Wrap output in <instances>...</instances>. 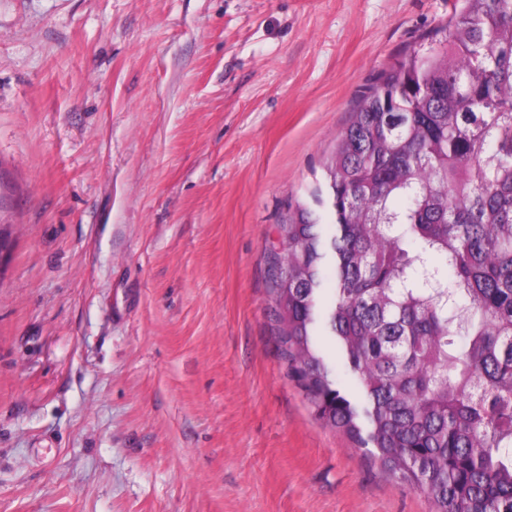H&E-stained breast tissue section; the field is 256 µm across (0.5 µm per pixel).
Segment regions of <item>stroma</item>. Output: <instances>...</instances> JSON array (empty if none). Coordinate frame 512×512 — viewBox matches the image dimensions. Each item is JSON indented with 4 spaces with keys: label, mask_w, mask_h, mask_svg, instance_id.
<instances>
[{
    "label": "stroma",
    "mask_w": 512,
    "mask_h": 512,
    "mask_svg": "<svg viewBox=\"0 0 512 512\" xmlns=\"http://www.w3.org/2000/svg\"><path fill=\"white\" fill-rule=\"evenodd\" d=\"M452 0H0V512H433L316 419L268 249Z\"/></svg>",
    "instance_id": "35a3bbf8"
}]
</instances>
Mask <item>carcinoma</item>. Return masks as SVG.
Masks as SVG:
<instances>
[{"instance_id":"carcinoma-1","label":"carcinoma","mask_w":512,"mask_h":512,"mask_svg":"<svg viewBox=\"0 0 512 512\" xmlns=\"http://www.w3.org/2000/svg\"><path fill=\"white\" fill-rule=\"evenodd\" d=\"M279 230L318 419L434 512H512V0H455L382 72Z\"/></svg>"}]
</instances>
